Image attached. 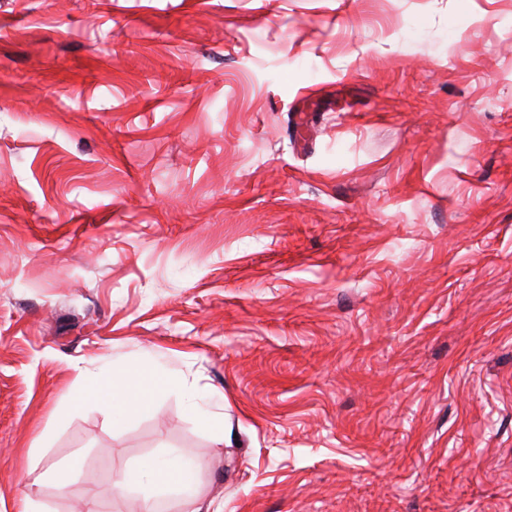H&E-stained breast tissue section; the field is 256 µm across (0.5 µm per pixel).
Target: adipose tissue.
Here are the masks:
<instances>
[{"mask_svg":"<svg viewBox=\"0 0 512 512\" xmlns=\"http://www.w3.org/2000/svg\"><path fill=\"white\" fill-rule=\"evenodd\" d=\"M172 380L159 366L143 364L120 373H100L87 379L77 390L74 406L93 404L102 407L122 420H130L152 412L154 401L169 388ZM199 464L178 453L143 462L135 470L124 473L120 490L132 487L144 494L143 512H152L154 497L160 493L174 492L186 499L199 494L197 473Z\"/></svg>","mask_w":512,"mask_h":512,"instance_id":"adipose-tissue-1","label":"adipose tissue"}]
</instances>
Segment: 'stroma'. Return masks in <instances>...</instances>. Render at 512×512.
<instances>
[{"instance_id": "1", "label": "stroma", "mask_w": 512, "mask_h": 512, "mask_svg": "<svg viewBox=\"0 0 512 512\" xmlns=\"http://www.w3.org/2000/svg\"><path fill=\"white\" fill-rule=\"evenodd\" d=\"M172 448L223 512H512V0H0V512ZM171 385L170 375L153 364L120 373L103 372L78 388L73 406L93 404L121 420H131L152 412L156 397ZM81 469V460L79 456H73L64 463L50 466L46 471V477L57 488L68 486L71 477L79 473Z\"/></svg>"}]
</instances>
